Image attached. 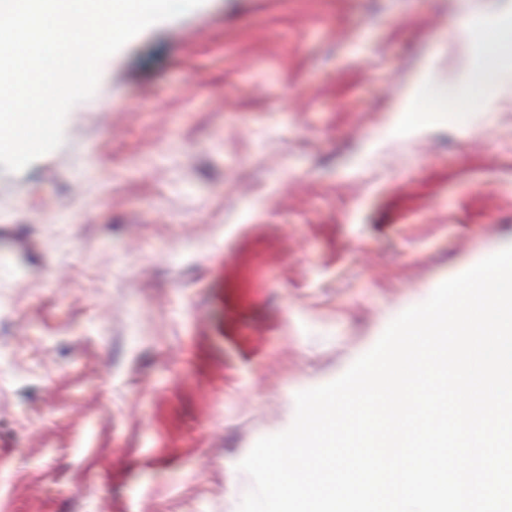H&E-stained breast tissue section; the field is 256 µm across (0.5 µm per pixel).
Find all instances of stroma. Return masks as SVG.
Masks as SVG:
<instances>
[{
	"label": "stroma",
	"mask_w": 512,
	"mask_h": 512,
	"mask_svg": "<svg viewBox=\"0 0 512 512\" xmlns=\"http://www.w3.org/2000/svg\"><path fill=\"white\" fill-rule=\"evenodd\" d=\"M512 0H204L0 166V512H238L297 392L512 246ZM418 111L408 123V111Z\"/></svg>",
	"instance_id": "obj_1"
}]
</instances>
